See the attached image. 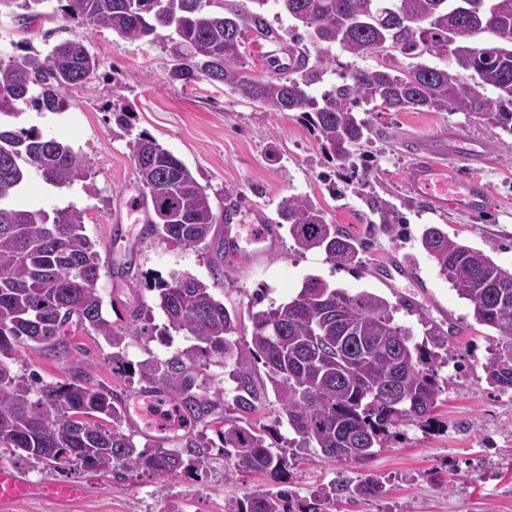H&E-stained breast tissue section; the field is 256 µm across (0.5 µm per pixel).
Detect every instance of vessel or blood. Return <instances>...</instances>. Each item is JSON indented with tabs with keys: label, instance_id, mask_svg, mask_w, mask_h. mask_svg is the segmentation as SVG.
Segmentation results:
<instances>
[{
	"label": "vessel or blood",
	"instance_id": "1",
	"mask_svg": "<svg viewBox=\"0 0 512 512\" xmlns=\"http://www.w3.org/2000/svg\"><path fill=\"white\" fill-rule=\"evenodd\" d=\"M461 134L434 132L429 145L416 148L406 173L410 190L442 209L478 215L488 205L486 185L476 177H466L447 164L438 162V149L462 144ZM85 489L76 482H33L22 478L11 466H0V505L7 506L24 499L75 501Z\"/></svg>",
	"mask_w": 512,
	"mask_h": 512
}]
</instances>
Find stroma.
<instances>
[{
  "label": "stroma",
  "mask_w": 512,
  "mask_h": 512,
  "mask_svg": "<svg viewBox=\"0 0 512 512\" xmlns=\"http://www.w3.org/2000/svg\"><path fill=\"white\" fill-rule=\"evenodd\" d=\"M74 37L97 55V78L72 91L67 111L26 107L12 125L70 143L91 170L98 194L90 198L80 186L55 189L36 179L17 202L48 211L71 204L85 209V232L99 243L103 261L118 260L123 268L122 273L102 275L97 284L107 319L120 326L128 322L132 308L151 306L148 282L177 266L213 284L216 298L238 311L239 337L245 343L252 338L251 315L259 309L256 298L264 284L269 300L277 303L294 297L311 275L352 294L368 290L392 302L411 298L419 313L401 310L395 318L410 327L415 339H422L429 322L455 326L448 338V362L439 370L450 386L433 422L399 427L388 447L361 464L325 462L316 449H295L288 465L295 499L312 502L317 489L372 473L384 481L383 495L337 498L323 503L322 512H512V391L498 392L487 384L483 365L490 331L473 320L468 303L420 245L424 225L437 224L450 237L512 269V157L507 154L512 135L461 112L369 111L364 115L370 134L360 148L363 159L333 187L329 174L340 163L325 152L301 113L265 111L205 79L190 85L171 80L174 61L166 31L149 42H130L107 30L86 29L60 8L28 33L17 18L0 17L2 53L43 54L48 44ZM121 111L128 115L123 125L115 121ZM441 127L464 134L470 148L483 152L482 162L469 172L488 187L484 213L442 210L409 191L406 144ZM141 134L180 158L212 197L232 189L238 204L235 221L243 226L233 254L219 256L205 245L184 252L142 236L141 224L127 208L141 199L132 155ZM292 194L310 197L329 222L362 240L361 269L336 266L318 250L298 252L284 230L272 242L250 239L248 225L276 221L278 203ZM380 198L394 207V229L381 224L374 209ZM397 263L413 269V277H392ZM66 342L81 345L79 358L59 347L25 348L12 364L14 371L37 374L50 383L65 380L77 362L90 366L94 383L124 399L143 387L133 363L150 356L169 359L186 345L181 334L162 338L149 331L130 340L128 363L121 366L113 363L103 337L78 330ZM126 427L152 440L166 436L169 447L179 451L200 429L183 416L158 418L147 410ZM8 464L27 479L78 482L86 490L74 503L27 500L8 512H168L175 500L185 512H232L247 494L274 486L270 478L244 470L225 477L221 459L203 477H115L81 470L62 474L32 468L18 457Z\"/></svg>",
  "instance_id": "1"
}]
</instances>
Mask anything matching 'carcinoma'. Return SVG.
<instances>
[{
    "label": "carcinoma",
    "mask_w": 512,
    "mask_h": 512,
    "mask_svg": "<svg viewBox=\"0 0 512 512\" xmlns=\"http://www.w3.org/2000/svg\"><path fill=\"white\" fill-rule=\"evenodd\" d=\"M274 2L306 29L288 39L274 28L264 6ZM46 0H0V15L14 14L30 28L51 14ZM220 4V10L210 6ZM66 12L95 29L137 41L161 29L176 34L171 78L185 84L205 78L269 112H300L318 140L339 161L349 160L370 129L356 108L385 111L425 108L466 112L512 134V0H66ZM288 43V63L270 74H247L244 34ZM378 56L376 65L351 70L321 95L312 86L335 63L331 48ZM413 58L404 66L399 57ZM426 56L451 57L441 69ZM99 67L79 37L54 44L42 57L0 56V455L22 457L33 467L72 469L120 476H172L209 471L215 442L204 434L189 444V458L161 445H141L122 429L125 411L111 390L93 384L79 367L63 382L46 383L12 371L22 348H54L76 325L112 347V361L125 358L127 339L147 330L151 309H136L125 327L103 314L97 288L103 269L97 243L84 233L85 210L71 204L46 211L15 207V194L31 178L55 188L76 184L90 197L97 188L72 146L31 129L16 131L10 120L19 105L63 112L68 94ZM134 161L148 210L150 234L187 252L206 243L231 210L214 202L187 165L154 139L134 142ZM277 224L301 253L320 250L350 269L360 267L361 244L310 198L290 195L279 203ZM420 243L472 318L490 328L492 348L483 369L487 383L512 391V270L448 236L437 224L423 227ZM154 304L166 317L161 333L182 332L192 344L168 360L138 363L139 380L166 385L178 380L184 417L205 422L221 405L189 394L187 370L218 363L230 368L233 407L210 422L219 452L233 458L225 470H247L281 480L288 449L317 448L324 461L366 462L384 447L392 430L427 423L447 383L438 368L448 362V334L435 324L422 341L394 321L392 305L373 292L351 294L309 276L297 296L252 314L251 342L235 338L240 317L217 299L213 287L174 273L150 283ZM265 368V377L256 365ZM298 439L267 441L271 432L250 420L269 395ZM383 482L366 474L315 494L322 502L382 495ZM293 492L258 490L235 512H293Z\"/></svg>",
    "instance_id": "1"
}]
</instances>
